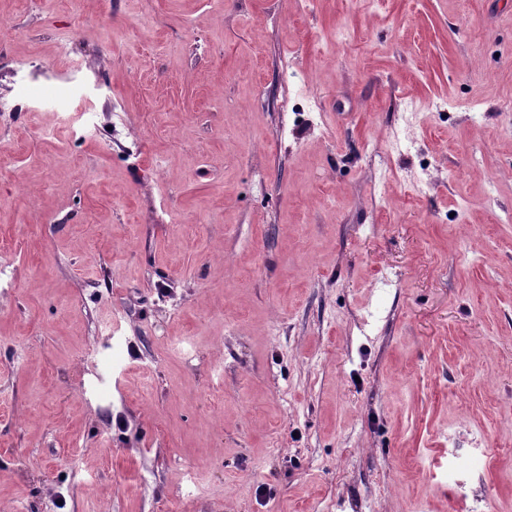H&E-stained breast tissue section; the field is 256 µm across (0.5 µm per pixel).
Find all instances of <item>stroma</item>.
I'll return each mask as SVG.
<instances>
[{
	"instance_id": "stroma-1",
	"label": "stroma",
	"mask_w": 512,
	"mask_h": 512,
	"mask_svg": "<svg viewBox=\"0 0 512 512\" xmlns=\"http://www.w3.org/2000/svg\"><path fill=\"white\" fill-rule=\"evenodd\" d=\"M1 98L0 512H512V0H0Z\"/></svg>"
}]
</instances>
